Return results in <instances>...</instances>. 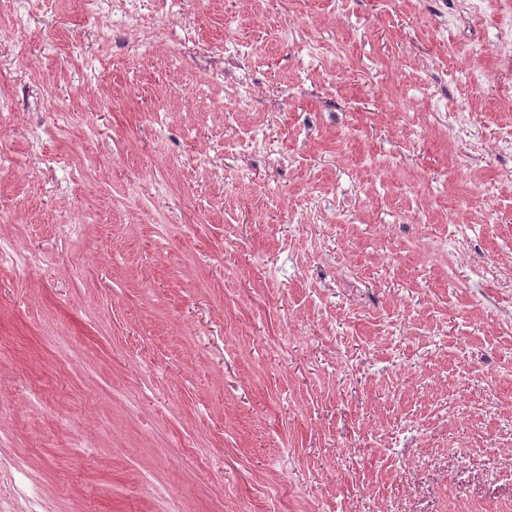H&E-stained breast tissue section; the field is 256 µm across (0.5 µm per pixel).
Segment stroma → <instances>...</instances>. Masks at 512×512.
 I'll return each instance as SVG.
<instances>
[{
    "label": "stroma",
    "instance_id": "35a3bbf8",
    "mask_svg": "<svg viewBox=\"0 0 512 512\" xmlns=\"http://www.w3.org/2000/svg\"><path fill=\"white\" fill-rule=\"evenodd\" d=\"M27 6L0 140L60 165L0 177V238L56 262L0 272V488L40 512H512V288L483 274L512 262V0H141L192 33L149 46L91 39L80 0ZM228 41L256 111L206 70ZM459 112L488 146L468 171ZM252 56L253 51L246 46L232 42L224 44V64L227 65L224 101L241 112H251L259 94L252 77Z\"/></svg>",
    "mask_w": 512,
    "mask_h": 512
}]
</instances>
